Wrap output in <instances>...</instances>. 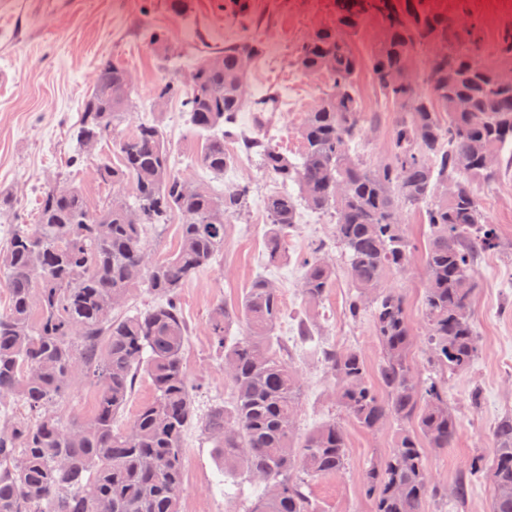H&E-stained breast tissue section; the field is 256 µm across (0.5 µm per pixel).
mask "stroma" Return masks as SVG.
<instances>
[{"mask_svg": "<svg viewBox=\"0 0 512 512\" xmlns=\"http://www.w3.org/2000/svg\"><path fill=\"white\" fill-rule=\"evenodd\" d=\"M169 0H0V191L13 195L23 223H33L40 192L48 183L65 178L79 186L90 209L112 196V188L97 175L100 158L118 161L111 142H103L79 166H71L75 151L72 131L95 73L103 62L124 65L135 77L140 107L123 123L131 132L140 122L158 123L171 147L170 164L179 174L209 184L223 193L226 184L251 186L244 218L228 220L224 249L212 264L186 282L177 302L191 333L182 363L193 386L195 406L205 412L215 404H231L233 389L224 378L220 353L207 328L216 303L235 305L245 288L265 277L282 290L285 314L273 331L285 349L287 362L302 377L295 416L296 429L305 433L329 421L343 424L348 434V460L341 473L313 481L309 494L315 512H372L361 491L364 471L373 458L389 452L396 426L389 423L366 431L337 405L334 381L317 353L324 345L361 353L369 371L381 357L369 314L350 319L345 306L353 293L340 251L333 247V226L328 217L303 212L286 242L287 257L272 266L265 256L264 197L281 188L265 173L258 157L241 150L240 134L257 136L289 157L300 151L297 129L305 112L313 109L326 89L320 76H309L294 65L297 46L316 26L332 24L337 0H275L265 10L253 9L251 20L240 23L218 9L217 0H187L189 11L179 15ZM448 13L481 22L485 58H492L500 29L512 23V4L497 0H448ZM160 30L172 45L171 55L154 53L144 36L145 26ZM260 34L266 51L249 79L252 94L276 90L280 110L268 119L243 111L238 115V137L227 140L233 164L214 177L197 162L203 137L187 122L180 99H171L162 112L150 104L155 88L172 80L186 83L204 45H221ZM357 93L367 122L359 154L378 168L391 160L390 142L397 115L381 96L369 67H362ZM474 189L491 223L500 230L502 245L479 257L472 269L477 290L472 300L473 323L480 349L470 368L448 377V405L455 413L460 435L453 447L428 450L427 465L445 488L461 478L468 481L464 503L443 505L427 499L425 512H490L492 489L487 475L469 476L474 456L493 458L492 429L512 414V167L493 181H475ZM407 233L416 248L412 267L387 277L401 289L407 319L415 333L424 329L423 262L428 226L420 210L403 214ZM319 244L327 245L336 264V279L314 322L321 329L319 342L298 347L297 324L306 310L296 284L300 262ZM479 403H472V391ZM186 480L182 504L200 512H246L257 490L240 473L225 470L211 443L198 429L184 441Z\"/></svg>", "mask_w": 512, "mask_h": 512, "instance_id": "35a3bbf8", "label": "stroma"}]
</instances>
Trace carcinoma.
I'll return each mask as SVG.
<instances>
[{"label": "carcinoma", "mask_w": 512, "mask_h": 512, "mask_svg": "<svg viewBox=\"0 0 512 512\" xmlns=\"http://www.w3.org/2000/svg\"><path fill=\"white\" fill-rule=\"evenodd\" d=\"M370 15L378 25L373 80L398 113L392 161L378 170L364 165L355 149L364 119L355 91L361 62L351 37ZM145 36L154 52L172 51L154 29ZM434 42L447 44V54L419 62L414 50ZM482 50L478 21L458 31L448 15L422 0H339L336 22L315 28L296 50L295 64L305 74L331 70L329 91L298 130L302 151L292 159L258 138L242 143L283 186L265 201L267 262L284 260V240L299 206L329 213L354 290L348 315L355 320L370 309L382 349L378 382L354 350H325L322 358L348 417L370 432L388 422L398 425L393 448L373 460L363 478L362 494L374 512H424L429 497L459 503L467 493L463 479L449 491L439 486L424 447L450 448L459 436L445 375L466 372L478 353L471 269L478 254L500 244L473 181L495 178L505 153L512 152V86L497 81L498 71H512V25L499 31L493 61L482 62ZM262 52L257 40L209 47L195 67L196 85L169 81L159 87L169 99L182 98L192 126L209 133L199 162L215 176L231 164L224 142L234 135L244 104L254 112L277 111L273 92L253 98L235 93L241 57L254 62ZM126 73L110 63L98 69L74 130L79 144L110 139L119 153L121 167L104 159L97 168L100 180L112 185L111 200L92 210L78 187L58 180L41 191L35 222L18 224L15 199L0 192V220L13 224L0 249L9 292L8 309L0 312V399L20 406L0 414V512H180L182 448L195 421L224 467L260 488L247 512H314L306 488L345 468L347 433L330 421L295 434L301 378L274 346L283 301L272 282L256 280L236 310L222 302L213 308L210 331L234 400L197 416L181 361L190 329L175 297L224 248V221L246 215L250 186L229 184L218 197L172 170L158 125L121 133L137 96ZM418 73L433 83L434 93L413 85ZM475 143L496 158L494 167H484L477 155L462 164ZM129 179L135 192L127 197L121 186ZM338 182L349 187L343 198L336 196ZM450 182L458 187L451 196ZM187 185L193 191L186 192ZM411 209L421 210L429 227L423 335L434 376L426 381L411 361L417 336L403 294L386 284L388 273L412 265L413 246L402 222ZM174 213L181 218L178 249L153 260L148 232ZM301 268L299 292L314 311L336 269L322 245ZM137 291L158 302L119 314ZM235 321L245 333L232 340L227 332ZM142 374L154 397L120 427L118 416ZM80 377L97 387L94 413L66 422L56 404ZM493 443V459L486 464L474 458L470 471H488L492 512H512V416L498 422Z\"/></svg>", "instance_id": "1"}]
</instances>
